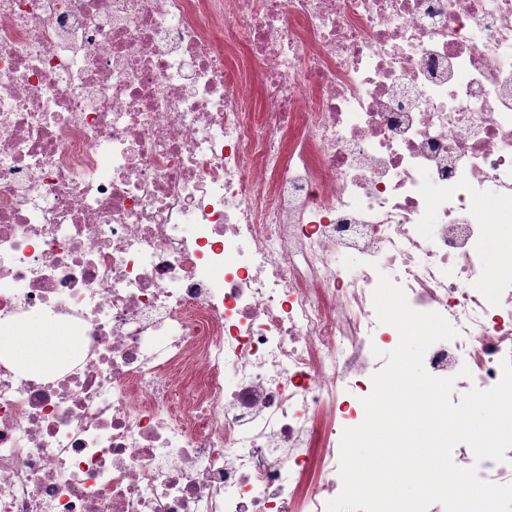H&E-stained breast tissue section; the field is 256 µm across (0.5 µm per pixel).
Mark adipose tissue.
<instances>
[{"label": "adipose tissue", "instance_id": "obj_1", "mask_svg": "<svg viewBox=\"0 0 512 512\" xmlns=\"http://www.w3.org/2000/svg\"><path fill=\"white\" fill-rule=\"evenodd\" d=\"M81 346V337L59 332L52 318L41 315L19 330L15 342L6 352L19 370L38 372L63 365Z\"/></svg>", "mask_w": 512, "mask_h": 512}]
</instances>
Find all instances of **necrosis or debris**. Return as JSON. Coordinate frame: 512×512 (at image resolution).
<instances>
[{
  "mask_svg": "<svg viewBox=\"0 0 512 512\" xmlns=\"http://www.w3.org/2000/svg\"><path fill=\"white\" fill-rule=\"evenodd\" d=\"M381 268L458 331L426 371L494 387L512 0H0V349L41 313L84 338L0 357V512H326ZM452 457L512 483V449ZM17 333L15 342L5 351L20 371L38 372L49 366L59 367L82 346V336L59 332L53 317L37 316Z\"/></svg>",
  "mask_w": 512,
  "mask_h": 512,
  "instance_id": "necrosis-or-debris-1",
  "label": "necrosis or debris"
}]
</instances>
